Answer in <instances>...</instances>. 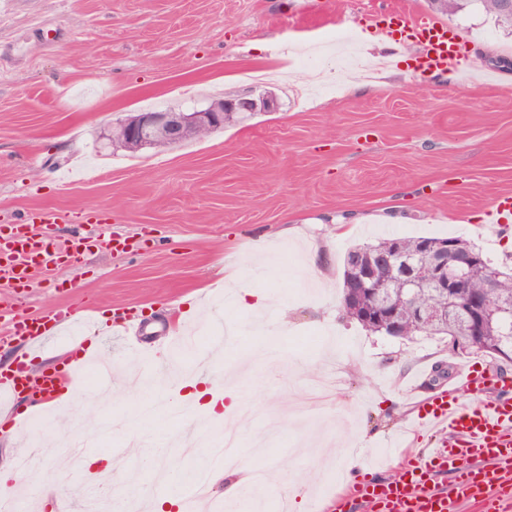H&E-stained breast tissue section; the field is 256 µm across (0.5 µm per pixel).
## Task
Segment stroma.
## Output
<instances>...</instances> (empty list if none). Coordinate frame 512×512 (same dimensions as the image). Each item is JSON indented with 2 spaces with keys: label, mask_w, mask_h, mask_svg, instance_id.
Masks as SVG:
<instances>
[{
  "label": "stroma",
  "mask_w": 512,
  "mask_h": 512,
  "mask_svg": "<svg viewBox=\"0 0 512 512\" xmlns=\"http://www.w3.org/2000/svg\"><path fill=\"white\" fill-rule=\"evenodd\" d=\"M374 11L373 0H0V225L33 213L34 232L86 245L26 290L0 280V304L42 314L75 303V282L113 319L94 341L113 363L112 405L95 424H123L99 442L83 434L84 456L122 464L98 512L152 482L128 443L145 425L223 432L179 415L192 378L217 401L219 380L248 382L236 477L273 471L292 488V512H315L353 472L401 471L387 444L404 429L422 458L433 441L415 407L453 365L512 378V362L449 352L439 336L374 334L339 307L347 251L387 232L461 236L512 268V232L482 221L512 194V34L482 13L446 17L466 46L457 77L437 81L414 73L416 48L369 50ZM236 95H271L278 108L172 147L133 152L105 138L148 108ZM106 228L121 248H101ZM251 290L267 293L266 309L224 310L238 332L213 365L176 360L170 336L222 335L217 299ZM141 371L160 379L150 414L130 407ZM100 390L83 385V403L37 409L30 422L0 409V430L22 429L0 434L1 467L32 431L50 450L20 512H37L47 491L83 512L91 475L60 460L68 423Z\"/></svg>",
  "instance_id": "obj_1"
}]
</instances>
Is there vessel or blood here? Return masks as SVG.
Segmentation results:
<instances>
[{
	"mask_svg": "<svg viewBox=\"0 0 512 512\" xmlns=\"http://www.w3.org/2000/svg\"><path fill=\"white\" fill-rule=\"evenodd\" d=\"M378 27L395 43L415 44L414 70L431 77L447 76L460 55L463 40L447 25L406 17L384 0L376 17ZM76 244L48 246L30 235L27 225L0 232V276L14 287L26 285L31 271L73 263ZM72 316L59 310L41 317L13 316L15 335L39 346L61 333ZM63 387L59 373L32 370L23 375L0 371V397L13 399L25 392L34 405L54 402ZM420 425L435 426L443 435L423 461L408 463L396 481L353 478L346 500L333 502V512H512V380L490 368L469 365L455 380L419 403ZM452 478L450 489L436 487L433 477Z\"/></svg>",
	"mask_w": 512,
	"mask_h": 512,
	"instance_id": "obj_1",
	"label": "vessel or blood"
}]
</instances>
